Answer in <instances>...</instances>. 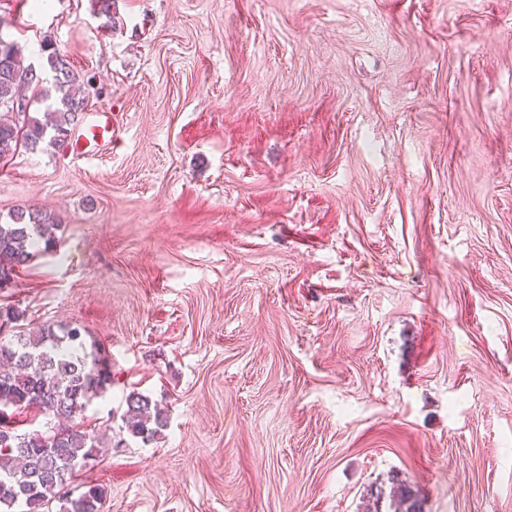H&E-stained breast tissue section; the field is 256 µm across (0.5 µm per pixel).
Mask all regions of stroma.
Listing matches in <instances>:
<instances>
[{"label": "stroma", "mask_w": 512, "mask_h": 512, "mask_svg": "<svg viewBox=\"0 0 512 512\" xmlns=\"http://www.w3.org/2000/svg\"><path fill=\"white\" fill-rule=\"evenodd\" d=\"M0 0L108 108L19 152L0 218L59 221L0 304L74 323L118 448L103 512H512V0ZM164 407L124 435L123 393ZM112 111L99 109L91 112L75 136L77 155L83 156L90 152L97 153V147L102 144H112ZM392 498L395 502L394 512H425L424 501L408 484L401 482L393 486Z\"/></svg>", "instance_id": "obj_1"}]
</instances>
